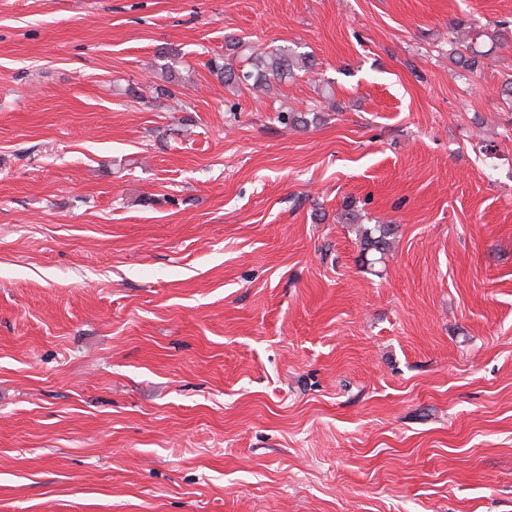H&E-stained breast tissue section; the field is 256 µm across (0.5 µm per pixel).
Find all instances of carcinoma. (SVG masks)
Segmentation results:
<instances>
[{
    "label": "carcinoma",
    "mask_w": 512,
    "mask_h": 512,
    "mask_svg": "<svg viewBox=\"0 0 512 512\" xmlns=\"http://www.w3.org/2000/svg\"><path fill=\"white\" fill-rule=\"evenodd\" d=\"M510 34H512V23L509 21L498 25L497 29L491 33L476 30L464 31L448 40V57L464 70L475 73L480 69L481 59L484 57V51L481 50L482 38L500 41L507 39ZM246 50L247 46L242 40L232 42L229 44L228 53L210 60V71L227 85L263 91H269L274 86L283 84L299 71L317 72L315 60L289 47H276L255 56L245 55ZM159 70L161 83L155 87L156 94L167 98L174 97L173 86L176 82L173 77V66L164 63L159 65ZM344 220L348 224H357L362 252H376L382 255L387 251L389 247L387 238L392 231L391 225L376 224L367 227L358 223V215L353 209L345 211Z\"/></svg>",
    "instance_id": "obj_1"
}]
</instances>
